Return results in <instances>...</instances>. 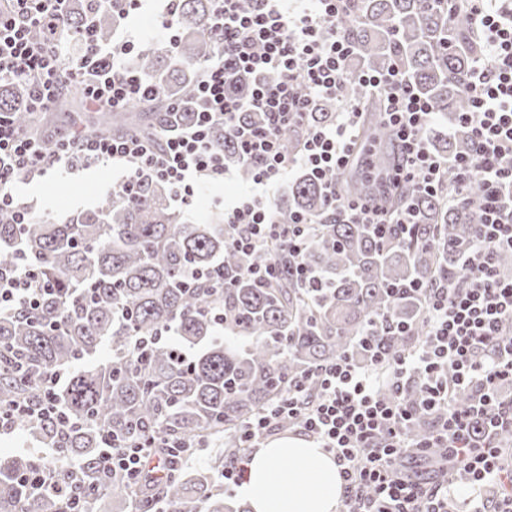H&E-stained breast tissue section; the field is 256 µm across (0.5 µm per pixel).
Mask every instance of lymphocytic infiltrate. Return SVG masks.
<instances>
[{"mask_svg": "<svg viewBox=\"0 0 512 512\" xmlns=\"http://www.w3.org/2000/svg\"><path fill=\"white\" fill-rule=\"evenodd\" d=\"M0 10V74L30 77L35 110L54 101L58 82L80 80L87 105L112 111L154 92L146 77L128 66L130 41L99 45L85 36L78 55L53 41L36 42L32 30L62 22L72 0H6ZM215 15L224 28V57L206 65L193 102V123L167 136L162 143L135 137L89 136L81 132L61 137L54 155L45 156L34 141L17 132L6 113H0V216L28 224L32 211L16 201L12 186L21 177L45 173L56 166L84 167L108 161L121 170L115 190L134 195L142 178L168 184L175 200L189 205L194 187L224 178V151L215 145L216 126L228 130L239 161L253 170V188L224 206V227L233 247L246 255L266 253L271 245L301 253L314 232V217H282L269 195L294 169L302 168L326 184V210L341 215L344 223L370 224L385 236L395 218L373 199L341 201L328 179L348 165L359 142L360 112L345 106L335 123L307 129L300 151L285 154L280 132L301 122L326 99H339L353 46L343 31L350 21V0H310L309 8L288 12L283 0H262L259 9L242 11L240 0H214ZM469 16L480 30L483 50L474 59L469 76L471 109L462 113L471 148L455 165L436 155L426 132L435 119L431 103L417 94L406 75L391 67L363 73L360 84L382 101V119L391 129L395 157L388 185H411L420 191L436 190L447 171H454L453 193L469 199L472 185L482 193L477 205L483 222L462 262L463 285L440 280L426 298L428 334L422 348L399 355L367 334L371 367L341 358L313 373L318 388L313 401L305 399V384L291 388L268 412L255 417L241 440L251 449L273 431L282 418L298 419L301 430L332 454L342 478L344 512H453L444 483L414 481L394 467L410 453L425 457L439 449L440 470L454 469L457 479L479 488L511 484L501 451L492 444L475 445L472 427L480 421L493 429L512 430V401L497 397V389L512 383V280L495 271L499 250L512 249V7L497 0H466ZM278 73L267 82V73ZM252 80L247 94L232 92L239 76ZM256 112L263 122L251 125L244 113ZM49 286L27 265L0 273V311L24 305L37 308ZM70 377L62 369L45 377L37 402L0 407V428L13 427L15 416L32 424L53 422L59 437H66L73 422L60 410L58 390ZM309 382V383H310ZM412 382L424 389L421 401L405 397ZM472 387L469 409L451 403L455 388ZM439 411L440 426L432 438L413 440L406 428L419 413ZM147 443L113 447L104 437L99 477L113 473H140L149 459Z\"/></svg>", "mask_w": 512, "mask_h": 512, "instance_id": "1", "label": "lymphocytic infiltrate"}]
</instances>
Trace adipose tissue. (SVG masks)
<instances>
[{"label": "adipose tissue", "instance_id": "1", "mask_svg": "<svg viewBox=\"0 0 512 512\" xmlns=\"http://www.w3.org/2000/svg\"><path fill=\"white\" fill-rule=\"evenodd\" d=\"M240 493L251 512H337L342 479L330 454L290 435L250 456Z\"/></svg>", "mask_w": 512, "mask_h": 512}]
</instances>
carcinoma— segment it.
<instances>
[{"mask_svg": "<svg viewBox=\"0 0 512 512\" xmlns=\"http://www.w3.org/2000/svg\"><path fill=\"white\" fill-rule=\"evenodd\" d=\"M358 22L345 33L356 47L349 63L345 98L363 112L359 150L390 147L379 100L355 80L361 69L382 71L393 65L415 90L448 121L450 131L428 133L433 151L450 162L445 185L425 193L403 186L385 199L388 209L411 205L415 224H395L384 238L369 224H344L324 215L312 242L299 256L278 245L270 256L288 269L306 266L316 280L304 283L285 274L273 287L262 286L248 272L261 256L237 253L222 224H184L170 202V190L143 181L130 199L112 191L100 203L56 221L42 214L30 224L0 217V271L28 263L51 285L40 306H23L0 315V403L40 396L39 377L80 364L102 345L112 346V361L78 369L59 395L63 411L81 425L58 441L50 425L33 426L25 418L16 427L43 444H61L63 462L51 483L36 490L26 476L38 466L17 453L0 457V512H72L69 463L78 465L87 490L83 512H250L224 497V467L195 472L183 467L173 477L146 469L137 481L123 474L103 484L96 460L103 434L122 433L133 441L154 439L156 456L166 445L223 446L222 458L241 453L239 435L258 413L281 398L288 386L349 354L367 363L360 343L374 330L393 353L424 345L425 293L443 277L460 280L461 259L476 240L480 214L468 201L448 204L455 178L454 159L469 151L468 130L458 121L470 108L467 91L472 60L481 41L459 0L448 9L429 0H353ZM118 14L93 0H73L61 24L38 33L68 48H82L88 20L100 44L112 41ZM177 40L162 48L138 51L134 68L155 84V97L125 112L99 111L89 134H133L163 140V113L173 99H193L202 69L224 56V33L214 18L213 0H176ZM27 78H0V113L14 125L35 132ZM59 96L73 110L84 103L81 83L65 82ZM336 119V104L322 102L307 117L310 125ZM305 126L280 134L284 151L302 145ZM214 140L224 148V162L247 181L251 172L237 159L224 127ZM383 182L359 175L351 163L337 183L344 197H375ZM283 214L316 215L324 211V188L301 172L277 200ZM231 279L228 287L221 284ZM224 313V335H214V315ZM407 331L383 334L392 326ZM173 327L179 344L157 345L146 359L131 348L134 336H154ZM200 350L184 363L180 346ZM433 426L423 414L408 434L425 438Z\"/></svg>", "mask_w": 512, "mask_h": 512, "instance_id": "1", "label": "carcinoma"}]
</instances>
